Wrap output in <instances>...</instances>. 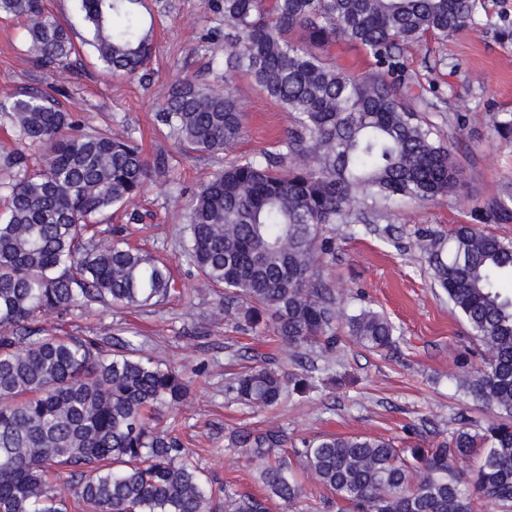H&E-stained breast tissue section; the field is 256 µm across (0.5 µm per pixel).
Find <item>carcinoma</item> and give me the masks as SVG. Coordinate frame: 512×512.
Segmentation results:
<instances>
[{
	"label": "carcinoma",
	"mask_w": 512,
	"mask_h": 512,
	"mask_svg": "<svg viewBox=\"0 0 512 512\" xmlns=\"http://www.w3.org/2000/svg\"><path fill=\"white\" fill-rule=\"evenodd\" d=\"M141 0H74L89 44L112 73L136 76L153 50ZM482 0H216L224 48L213 61L224 87L184 79L156 121L196 152H222L243 136L245 113L231 82L249 77L293 119L280 149L230 162L195 194L184 257L203 288L224 290V318L246 331L264 321L298 359L340 343L336 289L323 274L332 224H348L368 203L423 202L457 194L462 173L451 146L434 138L401 98L412 76L402 47L445 40L474 24ZM20 17L40 67L60 71L75 31L44 0H0ZM344 40L375 59L360 76L336 65L329 46ZM77 107L45 95L0 101L21 148L0 215V512H68L51 478H68L89 512H267L236 497L190 459L165 420L184 401V372L138 354L112 334L47 333L40 317L88 302L147 308L177 292L169 262L130 247L120 231L97 230L112 209L141 193L150 164L133 140L80 130ZM296 162L283 171L284 159ZM472 223L419 236L434 283L482 347L481 368L459 377L476 402L500 417L471 430L461 423L428 447L397 448L369 435H323L288 448V433L237 428L229 441L262 462L268 495L297 501L303 484L292 452L336 498L337 512H474L475 501L512 512V240L480 228L506 223L501 197L472 211ZM347 336L390 350L396 327L380 312L345 318ZM302 381L256 352L225 392L253 410L279 405Z\"/></svg>",
	"instance_id": "1"
}]
</instances>
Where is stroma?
I'll use <instances>...</instances> for the list:
<instances>
[{
    "label": "stroma",
    "instance_id": "stroma-1",
    "mask_svg": "<svg viewBox=\"0 0 512 512\" xmlns=\"http://www.w3.org/2000/svg\"><path fill=\"white\" fill-rule=\"evenodd\" d=\"M142 15L151 27L154 52L149 76L139 80L112 74L90 46H81L68 69L47 74L20 39L17 19L0 15V99L40 92L61 110L81 106L88 123L113 137L134 138L149 163L165 158L141 194L116 213L132 245L171 260L178 292L144 309L116 310L93 303L67 318L49 312L48 331H96L121 325L137 331L143 355L193 375L190 396L173 412L175 424L201 467L214 481L240 496H264L259 464L229 445L233 428L281 426L295 442L325 433L366 434L407 448L439 440L458 428L460 418L481 425L490 410L473 406L455 378L480 367L477 342L456 317L447 296L432 282L425 257L415 249L428 229L448 232L467 223L473 209L512 188V143L495 131L500 113L512 112V0H485L471 28L448 41L426 39L407 45L404 58L414 85L412 106L433 102L423 118L452 144L464 178L460 193L428 202L397 201L370 224H336L334 251L325 271L342 311L370 308L397 327L395 346L382 355L342 339L336 352L320 359L314 389L289 397L278 407L253 412L224 392L240 368L227 346L275 354L293 369L287 347L260 328L241 332L220 312L221 289H202L183 253L187 205L199 186L232 159L276 150L292 126L287 112L252 80L236 81L246 114L245 131L229 152L181 149L159 130L155 114L173 85L196 77L222 82L211 45L223 44L224 21L212 0H144ZM468 116L458 126L457 113Z\"/></svg>",
    "mask_w": 512,
    "mask_h": 512
}]
</instances>
